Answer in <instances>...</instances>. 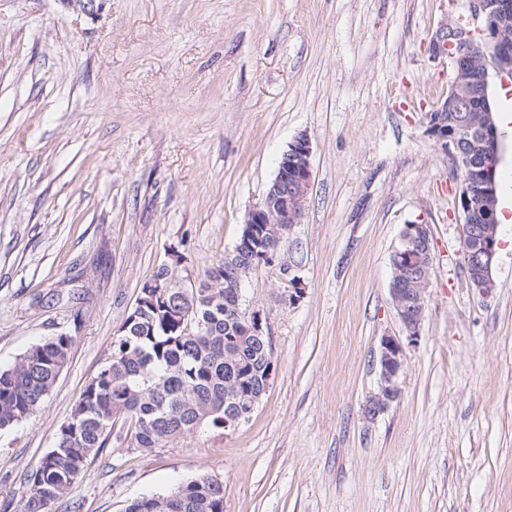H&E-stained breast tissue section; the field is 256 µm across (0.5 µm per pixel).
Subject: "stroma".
Segmentation results:
<instances>
[{
    "mask_svg": "<svg viewBox=\"0 0 512 512\" xmlns=\"http://www.w3.org/2000/svg\"><path fill=\"white\" fill-rule=\"evenodd\" d=\"M468 0H0V369L58 334L72 358L41 408L0 431V512L55 445L145 281L178 251L194 277L231 252L299 135L301 224L242 284L275 372L249 420L168 447L113 429L52 512H124L207 474L224 512H512V122L502 130L495 286L463 269L460 171L427 115L450 65L429 45ZM429 225L431 287L401 395L375 419L403 225Z\"/></svg>",
    "mask_w": 512,
    "mask_h": 512,
    "instance_id": "obj_1",
    "label": "stroma"
}]
</instances>
